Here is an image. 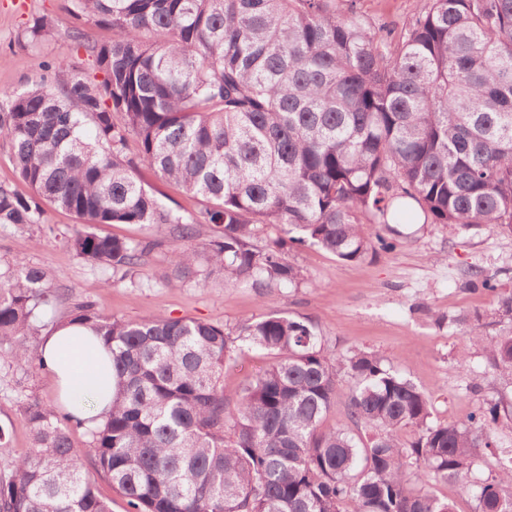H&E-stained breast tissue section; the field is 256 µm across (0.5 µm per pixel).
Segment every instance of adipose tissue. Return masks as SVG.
Segmentation results:
<instances>
[{"instance_id":"obj_1","label":"adipose tissue","mask_w":512,"mask_h":512,"mask_svg":"<svg viewBox=\"0 0 512 512\" xmlns=\"http://www.w3.org/2000/svg\"><path fill=\"white\" fill-rule=\"evenodd\" d=\"M65 410L103 422L108 411L112 369L100 339L75 323H62L41 347Z\"/></svg>"}]
</instances>
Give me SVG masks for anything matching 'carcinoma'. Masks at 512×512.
Returning <instances> with one entry per match:
<instances>
[{
	"instance_id": "carcinoma-1",
	"label": "carcinoma",
	"mask_w": 512,
	"mask_h": 512,
	"mask_svg": "<svg viewBox=\"0 0 512 512\" xmlns=\"http://www.w3.org/2000/svg\"><path fill=\"white\" fill-rule=\"evenodd\" d=\"M101 79L46 65L22 90L0 89V136L24 195L0 184V227L79 220L68 246L125 279L153 240L101 225H169L173 279L298 287L287 259L314 246L358 261L399 240L388 224H497L512 231V0H423L397 29L356 0H71ZM138 144L127 153L129 139ZM151 171L201 198L185 215L145 188ZM374 224L373 234L364 225ZM260 228L273 230L258 247ZM512 317V290L471 272ZM54 275L0 263V351L45 369L31 337L52 306ZM468 336L512 377V335ZM69 321L112 354L105 423L33 399L32 448L0 473V512H112L70 438L87 428L94 466L128 512H454L433 485L453 479L478 512H512V457L491 478L500 408L466 424L431 423L429 397L367 352L337 356L309 318L272 311L235 330L194 318L133 321L77 305ZM273 361L235 404L224 367L243 344ZM352 382L347 422L324 426L339 377ZM412 428L414 440L400 431Z\"/></svg>"
}]
</instances>
